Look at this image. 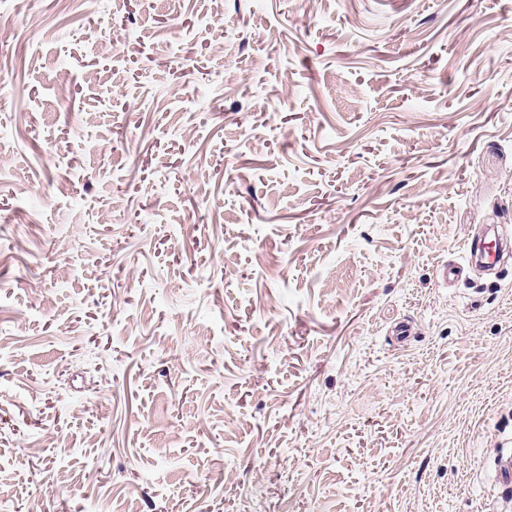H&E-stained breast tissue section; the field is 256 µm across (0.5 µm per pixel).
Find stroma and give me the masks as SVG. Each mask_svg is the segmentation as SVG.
<instances>
[{
	"mask_svg": "<svg viewBox=\"0 0 512 512\" xmlns=\"http://www.w3.org/2000/svg\"><path fill=\"white\" fill-rule=\"evenodd\" d=\"M0 14V512H512V0Z\"/></svg>",
	"mask_w": 512,
	"mask_h": 512,
	"instance_id": "1",
	"label": "stroma"
}]
</instances>
